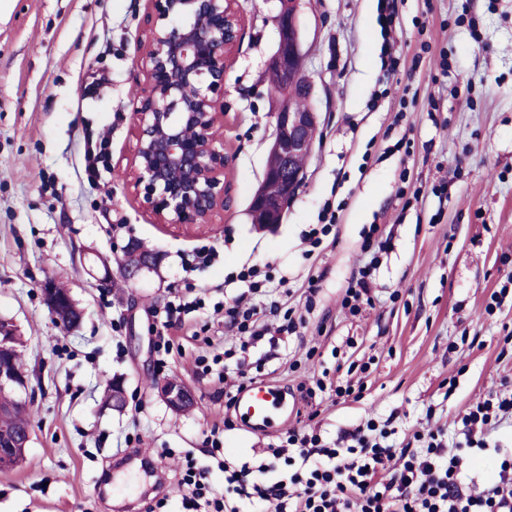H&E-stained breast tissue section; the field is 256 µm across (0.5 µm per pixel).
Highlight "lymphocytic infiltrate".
Wrapping results in <instances>:
<instances>
[{"mask_svg":"<svg viewBox=\"0 0 512 512\" xmlns=\"http://www.w3.org/2000/svg\"><path fill=\"white\" fill-rule=\"evenodd\" d=\"M274 269L271 263L253 265L224 279L225 285L242 289L227 311L228 328L238 334L241 349L264 338L268 317L282 318L284 332L295 333L298 327L277 303L255 301L273 281ZM201 304V299L177 295L164 305L157 367H165L185 315ZM509 414L512 397L491 394L468 407L462 417L464 440L453 455L439 426L415 432L399 447L390 441L388 423L372 419L341 433L331 445L320 433L292 429L273 449L272 462L229 471L226 481L234 501L208 498L204 473L186 468L180 478L191 492L185 506L189 512H261L266 505L275 512H512V454L502 461L498 482L476 494L465 482L472 450H485L488 433ZM281 458L290 469L271 478L274 462Z\"/></svg>","mask_w":512,"mask_h":512,"instance_id":"lymphocytic-infiltrate-1","label":"lymphocytic infiltrate"}]
</instances>
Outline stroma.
Wrapping results in <instances>:
<instances>
[{"mask_svg": "<svg viewBox=\"0 0 512 512\" xmlns=\"http://www.w3.org/2000/svg\"><path fill=\"white\" fill-rule=\"evenodd\" d=\"M238 7L219 129L228 206L213 223L184 225L158 223L127 176L152 0H0V318L25 341L33 423L24 462L0 471V512H114L140 500L149 476L111 469L131 436L166 475L162 512H183L187 463L225 491L207 443L213 429L236 464L259 458L286 429L331 443L369 418L393 419L400 440L431 419L453 444L467 405L512 391V0H397L399 68L389 76L377 0H299L318 128L304 182L270 229L253 224L249 205L281 107L269 91L281 4ZM102 138L110 157L91 179L86 147ZM328 202L342 208L336 234L308 252L303 236ZM375 227L389 249L373 308L354 318L340 303L377 248ZM132 241L156 264L130 279L122 259ZM202 244L218 258L184 272L182 257ZM267 262L288 274L272 300L305 324L249 348L245 361L300 410L286 428L256 434L225 428L224 387L198 376L194 360L224 351L213 305L235 294L225 275ZM49 280L69 289L79 325L63 328L51 315ZM189 284L205 304L189 316L182 353L157 371L149 312ZM352 362L368 367L358 399L304 397L301 385L336 380L337 365ZM114 379L128 395L121 412L101 406ZM167 379L192 391L193 409L161 400L156 384ZM487 441L470 462L479 488L495 479L498 451L512 450V419Z\"/></svg>", "mask_w": 512, "mask_h": 512, "instance_id": "obj_1", "label": "stroma"}]
</instances>
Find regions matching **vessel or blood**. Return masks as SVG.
I'll return each instance as SVG.
<instances>
[{"label":"vessel or blood","instance_id":"b4317fda","mask_svg":"<svg viewBox=\"0 0 512 512\" xmlns=\"http://www.w3.org/2000/svg\"><path fill=\"white\" fill-rule=\"evenodd\" d=\"M289 408L285 395L258 381L245 385L234 403L239 421L255 432H273L287 420Z\"/></svg>","mask_w":512,"mask_h":512}]
</instances>
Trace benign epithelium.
I'll list each match as a JSON object with an SVG mask.
<instances>
[{"mask_svg":"<svg viewBox=\"0 0 512 512\" xmlns=\"http://www.w3.org/2000/svg\"><path fill=\"white\" fill-rule=\"evenodd\" d=\"M156 17L143 42L146 83L135 109L136 153L130 178L143 187L145 202L163 224H210L224 211V167L228 158L218 144L216 128L224 112V74L228 56L239 40L238 0H153ZM281 0L280 42L272 68L285 88L300 84L296 96L283 94L269 149L265 178L250 210L264 215L263 224L281 221L300 189L318 116L311 105L312 85L303 70L296 4ZM148 264L132 250L124 251L123 270L135 277ZM44 300L53 316L72 301L64 288L46 283ZM12 322L0 319V392L22 406L29 388L27 370L11 354ZM174 411L187 407L188 392L176 381L157 387Z\"/></svg>","mask_w":512,"mask_h":512,"instance_id":"7a95c632","label":"benign epithelium"}]
</instances>
